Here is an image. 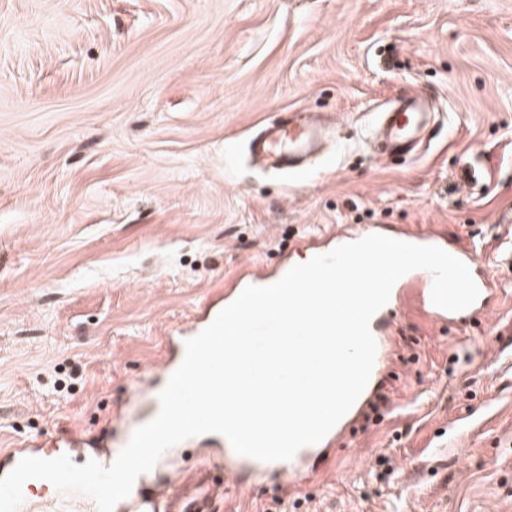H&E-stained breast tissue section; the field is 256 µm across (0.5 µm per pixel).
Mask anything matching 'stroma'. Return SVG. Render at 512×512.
Here are the masks:
<instances>
[{
    "instance_id": "obj_1",
    "label": "stroma",
    "mask_w": 512,
    "mask_h": 512,
    "mask_svg": "<svg viewBox=\"0 0 512 512\" xmlns=\"http://www.w3.org/2000/svg\"><path fill=\"white\" fill-rule=\"evenodd\" d=\"M432 97L414 156L373 114ZM337 141L290 178L254 164L280 112ZM512 0H0V448L96 436L164 338L247 265L343 225L437 227L499 283L480 324L398 311L381 418L278 503L222 512H512Z\"/></svg>"
}]
</instances>
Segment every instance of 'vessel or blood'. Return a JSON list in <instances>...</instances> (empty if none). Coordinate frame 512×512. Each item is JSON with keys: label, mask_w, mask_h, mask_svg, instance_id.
Segmentation results:
<instances>
[{"label": "vessel or blood", "mask_w": 512, "mask_h": 512, "mask_svg": "<svg viewBox=\"0 0 512 512\" xmlns=\"http://www.w3.org/2000/svg\"><path fill=\"white\" fill-rule=\"evenodd\" d=\"M434 114L428 97L406 91L397 96L382 112L376 113L373 128L375 140L381 153L390 157H401L414 151L423 142V135L430 127ZM331 127L317 112H282L265 123L252 141V153L263 164L282 173L296 176L305 172L307 158L320 149L330 137ZM385 236L416 245L436 246L462 260L469 268L479 289L477 300L463 312L456 313L435 306L431 300L432 276L424 270H415L403 276L394 286L390 299L373 317L371 331L377 341L378 351L369 387H376L379 376L389 356L388 339L392 327L390 314L402 306H414L439 322L455 324L460 318L485 319L492 307L498 284L487 266L475 253L442 232L419 234L406 228H388ZM360 231L343 226L330 233L328 239L311 238L307 245L314 254L327 253V241L342 245L361 239ZM224 308L223 301L202 303L192 314L185 327L175 329L167 336L168 347L160 366L155 369V383L137 385L136 395L157 402L160 391L171 375L181 365L185 356L186 340L198 335L208 327ZM345 422H338L318 444L301 448L288 463V481L284 493L294 492L300 483V471L305 461L319 458L329 448L335 447L337 438L345 429ZM216 453L224 459V476L216 478L209 469H202L188 477L178 488L166 485L145 486L136 481L130 495L116 504L114 512H218L216 493L223 480L238 478L248 480L268 473L272 465L250 457L236 454L221 435L209 437ZM40 445L29 441L21 448L0 450V477L7 475L25 457L40 456Z\"/></svg>", "instance_id": "obj_1"}]
</instances>
